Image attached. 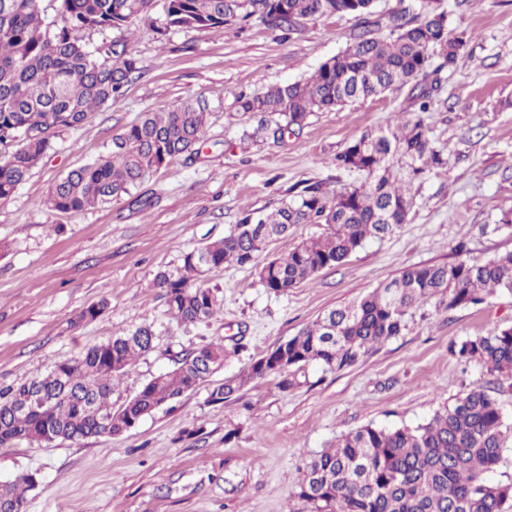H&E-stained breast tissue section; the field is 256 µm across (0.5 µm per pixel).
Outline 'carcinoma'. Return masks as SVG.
Segmentation results:
<instances>
[{
  "label": "carcinoma",
  "mask_w": 512,
  "mask_h": 512,
  "mask_svg": "<svg viewBox=\"0 0 512 512\" xmlns=\"http://www.w3.org/2000/svg\"><path fill=\"white\" fill-rule=\"evenodd\" d=\"M50 21L40 0H0V202L52 149L57 130L77 128L112 104L143 74L138 59L116 41L101 59L82 33L126 30L149 18L153 0H55ZM374 0H166L161 35L172 27L230 31L252 18L274 32L298 30L324 16L363 20L346 48L306 81L275 86L262 95H240L234 109L258 118L242 138L279 144L300 133L319 111L410 87L418 115L394 126L365 131L333 160L336 169L364 178L329 198L321 184L304 186L282 206L246 211L218 243L180 255L159 272L156 287L174 318L197 323L223 307L218 291L199 284L207 271L250 266L275 294L344 264L369 239H383L406 222L414 204L411 186L445 166L433 147L425 113L436 75L455 64L465 47L448 31V15L423 4L389 17V33L371 28ZM442 59L428 71L432 55ZM210 112L188 99L167 112H146L112 141L104 158L66 173L49 189L46 206L77 212L128 193L147 173L192 154L204 138ZM296 224H325L328 231L294 246L285 257L258 263ZM497 291L512 294V252L482 263L458 260L416 265L362 298L317 318L286 344L255 360L237 378L215 387L209 401L222 403L245 386L309 363L341 372L398 336L413 309L434 299L443 311L478 307ZM108 307L83 308L77 322L94 321ZM148 327L113 336L79 356L55 363L26 381L0 387V448L17 440L42 445L56 440L121 434L141 418L205 382L224 365V342L189 350L172 369L151 378L130 400L112 406L114 380L153 349ZM453 355L476 361L487 373L512 380V324L454 342ZM497 401L472 389L439 406L417 426H362L341 435L307 463L297 497L308 512H512V480L491 483L484 474L498 464L508 436ZM32 474L0 484V512H25Z\"/></svg>",
  "instance_id": "carcinoma-1"
}]
</instances>
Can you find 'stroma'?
<instances>
[{
  "label": "stroma",
  "instance_id": "35a3bbf8",
  "mask_svg": "<svg viewBox=\"0 0 512 512\" xmlns=\"http://www.w3.org/2000/svg\"><path fill=\"white\" fill-rule=\"evenodd\" d=\"M166 0L150 19L121 33H86L90 49L126 39L144 73L125 95L81 127L59 130L54 149L0 203V386L23 381L108 338L152 327L154 348L112 394L133 397L176 356L212 341L229 355L209 383L112 437L0 448V483L34 473L26 512H302L296 497L311 458L362 426H414L440 404L487 387L479 363H459L451 342L512 323V295L495 293L478 308L443 312L427 302L400 336L341 372L309 364L248 385L214 404L213 385L242 372L311 324L355 301L406 267L481 262L512 251V0H436L451 35L467 45L440 72L429 117L431 139L447 166L414 183L415 204L389 238L366 242L348 261L312 280L271 293L254 269L208 273L224 307L208 321L185 323L167 312L157 273L182 252L220 240L243 211L278 208L305 185L328 193L359 183L337 173L333 157L363 131L406 119L408 88L314 113L300 135L281 145L243 142L232 104L241 94L308 78L344 49L359 25L351 15L308 21L284 35L261 21L244 30H170L159 35ZM189 98L212 115L198 155L151 173L119 198L74 213L46 211L54 181L107 156L112 140L143 113ZM150 207H141L143 199ZM104 300L89 323L77 314Z\"/></svg>",
  "mask_w": 512,
  "mask_h": 512
}]
</instances>
